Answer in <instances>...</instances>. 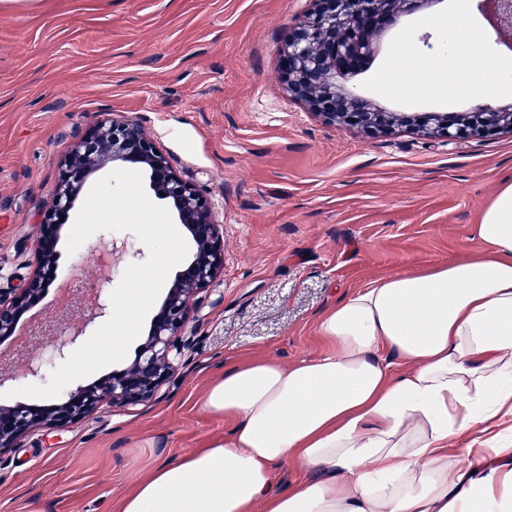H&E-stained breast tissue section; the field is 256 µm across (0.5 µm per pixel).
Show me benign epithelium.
I'll return each instance as SVG.
<instances>
[{
	"label": "benign epithelium",
	"instance_id": "1",
	"mask_svg": "<svg viewBox=\"0 0 512 512\" xmlns=\"http://www.w3.org/2000/svg\"><path fill=\"white\" fill-rule=\"evenodd\" d=\"M309 14L299 21L282 50L288 92L328 125L355 127L375 136L399 128L416 129L428 138L451 141L458 137H487L512 133V104L479 106L466 112H388L374 107L355 94L348 82L376 53L375 36L397 16L410 14L429 0H313ZM498 28L512 33V0H484ZM130 164L148 175L154 195H162L176 212L194 243L184 269L167 289L155 314L150 332L136 359L125 369L97 382L79 386L66 399L50 405L22 402L0 405V455L37 429L60 428L107 404L115 408L149 403L161 397V390L174 370V359L193 349L196 337L187 330L191 302L196 294L219 281L224 270L223 225L214 220L209 201L191 183L179 178L166 157L132 119L97 123L91 132L72 145L63 162L61 182L53 205L41 222L38 259L33 275L23 287L0 288V341L17 335V327L30 303L43 295L56 273V245L63 217L75 207L86 185L105 169ZM122 260L135 258L138 251L108 237L91 249ZM110 295L99 288L91 297H76L69 311L53 317L17 346L24 353L30 344L41 342L49 348L46 360H28L26 375L43 378L46 363L65 360L79 348L87 330L110 318Z\"/></svg>",
	"mask_w": 512,
	"mask_h": 512
}]
</instances>
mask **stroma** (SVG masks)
Returning a JSON list of instances; mask_svg holds the SVG:
<instances>
[{"label": "stroma", "instance_id": "obj_1", "mask_svg": "<svg viewBox=\"0 0 512 512\" xmlns=\"http://www.w3.org/2000/svg\"><path fill=\"white\" fill-rule=\"evenodd\" d=\"M312 0H36L0 10V287L36 267L39 224L75 141L98 122L136 120L224 230V275L191 324L198 343L157 401L108 406L42 429L0 455V512H116L156 465L229 434L204 400L225 366L251 357L285 365L318 356V323L372 281L441 265L477 249L475 226L512 179V133L451 142L399 129H336L288 93L281 52ZM435 0L398 17L352 80L392 112H465L390 94L396 40L418 59L446 35ZM31 309L56 313L89 246L68 254Z\"/></svg>", "mask_w": 512, "mask_h": 512}]
</instances>
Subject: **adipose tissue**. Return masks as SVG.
I'll use <instances>...</instances> for the list:
<instances>
[{"mask_svg": "<svg viewBox=\"0 0 512 512\" xmlns=\"http://www.w3.org/2000/svg\"><path fill=\"white\" fill-rule=\"evenodd\" d=\"M453 15L410 92L511 96L512 62L485 51L465 0ZM476 236L478 251L340 299L318 357L225 368L205 406L233 429L157 465L117 512H512V181ZM290 463L304 477L276 489Z\"/></svg>", "mask_w": 512, "mask_h": 512, "instance_id": "obj_1", "label": "adipose tissue"}]
</instances>
